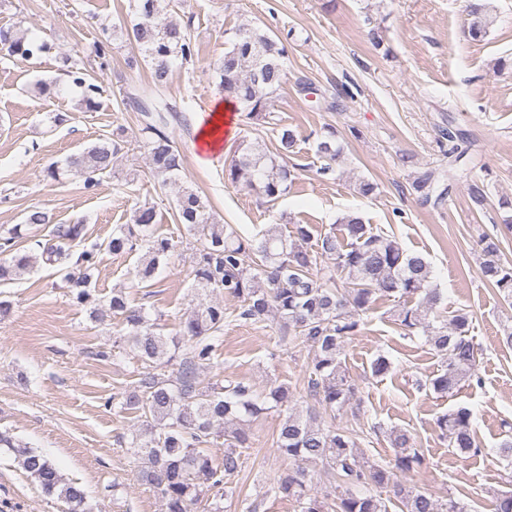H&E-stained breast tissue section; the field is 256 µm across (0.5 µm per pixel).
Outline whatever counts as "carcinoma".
<instances>
[{"instance_id":"carcinoma-1","label":"carcinoma","mask_w":512,"mask_h":512,"mask_svg":"<svg viewBox=\"0 0 512 512\" xmlns=\"http://www.w3.org/2000/svg\"><path fill=\"white\" fill-rule=\"evenodd\" d=\"M468 16L470 37L475 41L484 38L494 22L489 6L472 3ZM126 33L152 62L150 86L127 91L125 98L141 116L150 172L165 185L179 180L184 170L182 153L167 129L183 123L185 117L166 91L170 65L192 64L197 57L191 23L174 21L162 0H137L135 18ZM228 43L224 57L214 66L224 98L243 105L247 122H264L286 78L281 63L286 46L248 24L233 30ZM0 44L23 59L46 51L45 43L12 29H0ZM68 76L83 88L85 105L95 107L100 87L82 71L70 70ZM296 143L294 130L282 125L272 152L259 143L239 145L238 156L226 170L227 178L255 189L269 203L276 202L288 194L292 183L288 158ZM123 149V140H105L70 155L65 165L86 173L85 187L90 190L97 185L94 175L112 170ZM340 154L335 133L330 131L316 146V155L326 161L319 173L333 171L332 163ZM444 178L443 171H425L412 182V189L424 202L434 194L440 200L442 195L436 191ZM467 190L473 204L484 208V183L472 180ZM174 208L180 223L199 240L190 275L202 299L173 336L164 335L161 324L143 308L129 305L122 292L112 293L105 302L90 290L97 253L103 248L113 255L142 250L135 278L140 283L153 278L160 262L174 249L169 239L148 233L157 223L155 207L136 209L133 224L119 226L102 244L86 245V225L81 222L59 224L53 232L54 243L43 247L38 258L17 249L21 226L0 238V282L12 280L40 258L65 272L71 300L90 307L92 318L121 315L132 351L149 365L139 373V392L125 401L141 422L131 447L142 461V481L159 496L165 512H195L209 491L220 495L238 476L241 450L250 448L249 423L292 401V392L283 384H272L261 392L242 381L200 388V373L212 364L228 319L224 305L210 296L223 293L240 302L235 319L253 323L274 319L280 332L292 333L313 350L307 386L323 413L291 412L279 420L275 443L293 468L274 481L275 495L294 499L300 512H390L392 508L469 512L468 505L460 501L440 504L431 494L399 480L413 477L425 464L424 455L405 431L388 432L394 456L384 465L370 460L352 433L327 429L321 422L322 415L333 414L355 400L356 388L345 365V344L360 333L363 314L379 299L397 303L394 318L403 335L423 333L444 360L443 368L426 379L425 387L441 397L449 396L476 377L479 348L467 336L468 314L459 312L439 326L430 319L439 300L430 262L420 253L404 250L395 240L373 233L355 212L339 219V229L316 239L302 224L295 225L289 236L271 227L261 238L250 239L229 224L216 223L202 197L190 187L178 192ZM481 244L483 279L512 304V262L499 258L498 244L492 238L483 237ZM177 358L175 372H160ZM471 419V410L462 406L436 419L448 447L462 455L480 452ZM220 438L224 439L223 459L216 466L213 447ZM2 450L14 454L42 491L62 500L68 512H90L82 487L65 480L45 455L16 443L5 432H0ZM318 464L334 486L336 501L332 504L307 489V466Z\"/></svg>"}]
</instances>
